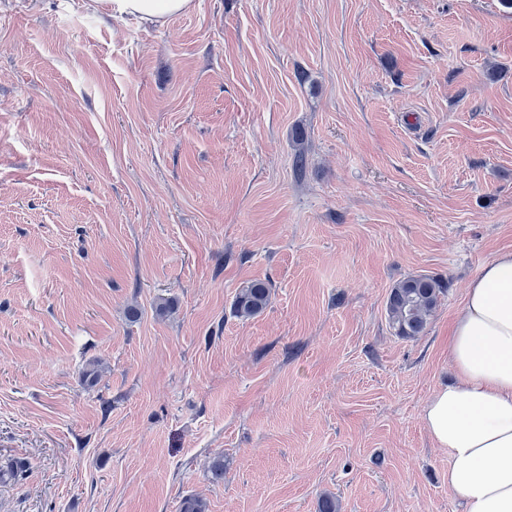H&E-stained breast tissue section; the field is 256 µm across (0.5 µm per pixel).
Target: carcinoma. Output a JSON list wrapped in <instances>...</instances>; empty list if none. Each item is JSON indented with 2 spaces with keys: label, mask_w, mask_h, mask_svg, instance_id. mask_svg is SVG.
Here are the masks:
<instances>
[{
  "label": "carcinoma",
  "mask_w": 512,
  "mask_h": 512,
  "mask_svg": "<svg viewBox=\"0 0 512 512\" xmlns=\"http://www.w3.org/2000/svg\"><path fill=\"white\" fill-rule=\"evenodd\" d=\"M445 287L428 276L404 278L391 288L387 312L396 335L415 338L423 335L438 306ZM270 286L255 280L239 289L234 301L235 313L243 318L262 312L269 301Z\"/></svg>",
  "instance_id": "obj_1"
}]
</instances>
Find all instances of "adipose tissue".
<instances>
[{
	"label": "adipose tissue",
	"mask_w": 512,
	"mask_h": 512,
	"mask_svg": "<svg viewBox=\"0 0 512 512\" xmlns=\"http://www.w3.org/2000/svg\"><path fill=\"white\" fill-rule=\"evenodd\" d=\"M112 15L151 24L193 0H96ZM455 382L424 408V425L448 451V484L466 512H512V251L471 283L448 339Z\"/></svg>",
	"instance_id": "obj_1"
}]
</instances>
